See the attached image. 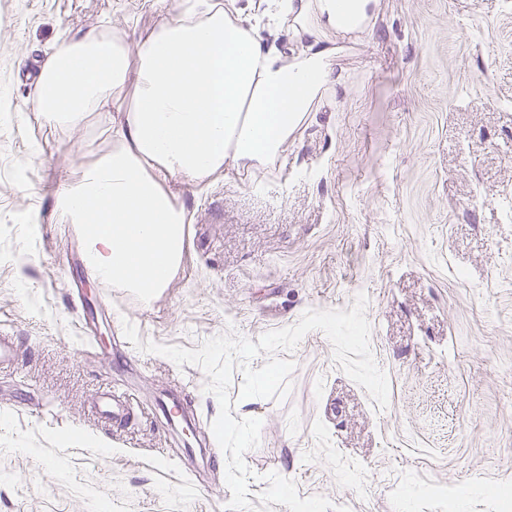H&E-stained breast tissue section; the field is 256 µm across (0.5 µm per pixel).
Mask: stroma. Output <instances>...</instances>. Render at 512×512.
<instances>
[{
	"instance_id": "stroma-1",
	"label": "stroma",
	"mask_w": 512,
	"mask_h": 512,
	"mask_svg": "<svg viewBox=\"0 0 512 512\" xmlns=\"http://www.w3.org/2000/svg\"><path fill=\"white\" fill-rule=\"evenodd\" d=\"M161 18L156 0H0V101L34 95L23 68L59 32L133 48ZM314 38L336 48L341 80L289 142L287 170L175 183L185 249L147 306L90 280L82 237L54 210L79 161L111 149L110 114L0 116V335L14 342L0 512H224L206 374L140 350L115 317L141 341L197 349L360 293L386 407L319 330L291 352L284 398L240 399L234 372L232 416L263 421L244 455L250 501L275 472L348 512H512V0H377L362 32ZM103 389L136 398L129 420L95 416ZM169 390L194 418L193 451L150 410Z\"/></svg>"
}]
</instances>
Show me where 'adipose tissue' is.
<instances>
[{
    "instance_id": "ef3b65f1",
    "label": "adipose tissue",
    "mask_w": 512,
    "mask_h": 512,
    "mask_svg": "<svg viewBox=\"0 0 512 512\" xmlns=\"http://www.w3.org/2000/svg\"><path fill=\"white\" fill-rule=\"evenodd\" d=\"M376 0H180L129 50L117 35L61 36L43 63L30 111L56 124L112 115V148L79 163L54 196L86 228L89 276L150 300L183 254L188 208L171 186L230 171L285 168L290 140L322 98L335 49L289 52L272 34L291 17L319 31L361 29ZM134 78L136 99L116 96Z\"/></svg>"
}]
</instances>
